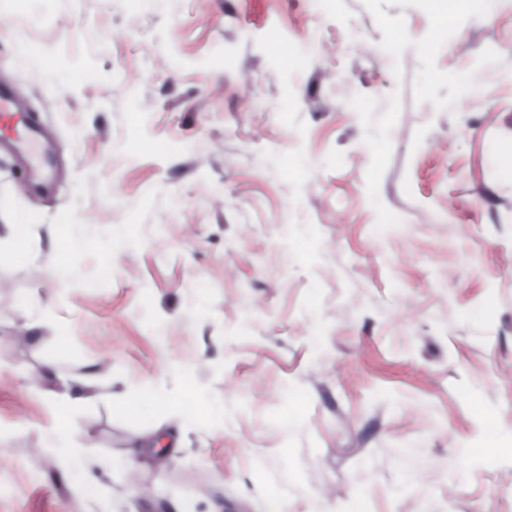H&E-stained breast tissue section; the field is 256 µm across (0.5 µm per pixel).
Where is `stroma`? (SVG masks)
<instances>
[{"label":"stroma","instance_id":"obj_1","mask_svg":"<svg viewBox=\"0 0 512 512\" xmlns=\"http://www.w3.org/2000/svg\"><path fill=\"white\" fill-rule=\"evenodd\" d=\"M447 13L0 0V512H512V0ZM40 138L39 124L20 106L14 91L0 86V151L31 155Z\"/></svg>","mask_w":512,"mask_h":512}]
</instances>
